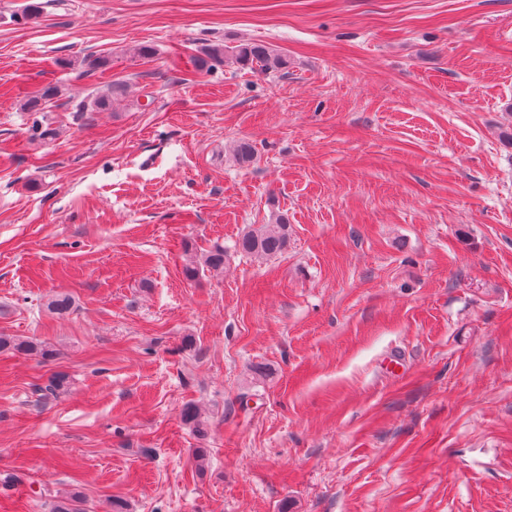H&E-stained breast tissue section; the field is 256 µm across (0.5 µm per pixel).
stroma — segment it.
<instances>
[{
	"mask_svg": "<svg viewBox=\"0 0 512 512\" xmlns=\"http://www.w3.org/2000/svg\"><path fill=\"white\" fill-rule=\"evenodd\" d=\"M29 2L0 336L53 356L0 352V512H512V0ZM250 42L287 67L193 65ZM279 215L285 253L235 251ZM224 247L215 245L193 264L186 265L184 273L187 278L194 280L204 271L218 270L224 267Z\"/></svg>",
	"mask_w": 512,
	"mask_h": 512,
	"instance_id": "obj_1",
	"label": "stroma"
}]
</instances>
